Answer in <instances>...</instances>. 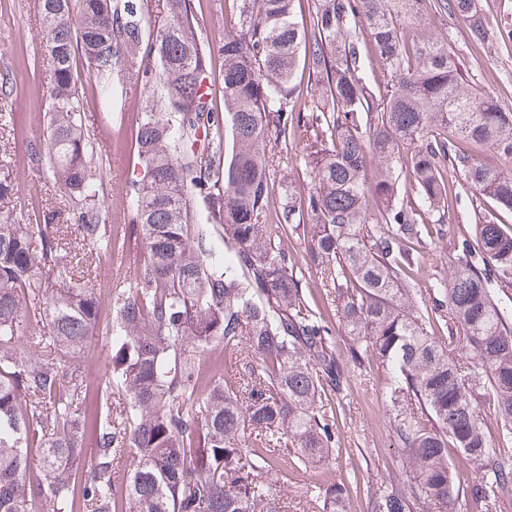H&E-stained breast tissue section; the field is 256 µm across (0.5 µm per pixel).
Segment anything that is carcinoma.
Here are the masks:
<instances>
[{"label": "carcinoma", "instance_id": "obj_1", "mask_svg": "<svg viewBox=\"0 0 512 512\" xmlns=\"http://www.w3.org/2000/svg\"><path fill=\"white\" fill-rule=\"evenodd\" d=\"M232 2L237 21L209 42L194 0H162L161 25L148 0H39L47 133L29 161L74 223L0 214V512H282L288 466L334 455L344 388L292 236L350 359L390 376L400 472L367 489L369 512H508L512 297L497 294L512 285V226L498 218L512 213V112L469 84L430 21L462 18L475 48L511 41L512 25L477 0ZM78 51L96 77L134 72L150 91L134 127L144 175L125 186L139 253L107 300L79 263L128 244L106 235ZM298 132L306 179L283 182L276 208L269 173ZM463 192L491 209L425 300L415 278ZM106 301L113 400L91 415L80 357ZM218 348L228 363L202 374ZM360 492L325 479L311 497L350 512ZM208 80L216 91L214 105L219 112L224 113V96L222 93V87H224V61L217 54L213 57L212 63L208 68Z\"/></svg>", "mask_w": 512, "mask_h": 512}]
</instances>
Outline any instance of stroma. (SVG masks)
Returning a JSON list of instances; mask_svg holds the SVG:
<instances>
[{"mask_svg": "<svg viewBox=\"0 0 512 512\" xmlns=\"http://www.w3.org/2000/svg\"><path fill=\"white\" fill-rule=\"evenodd\" d=\"M431 28L435 33L451 35L453 48L473 85L494 93L503 109L512 110V42L496 40L476 51L467 42L462 19H436ZM41 38L38 0H0V73H9L13 82L10 96L0 100V180L14 188L12 202L20 222L39 224L50 217L55 223L66 224L71 212L64 190L47 170L33 166L28 159L30 148L45 134L43 89L48 71ZM76 69L87 99L85 125L93 142L97 185L112 214L107 232L118 238H135L124 188L143 177L134 142L141 82L132 74L113 78L112 95L104 102L99 98L98 81L84 59H77ZM479 212V202L471 196L453 204L448 212V235L433 246L418 276L421 291H428L434 280L449 275L460 233L475 224ZM110 322V313H103L102 329L82 358L93 391L112 367V344L105 331ZM332 339L342 354L347 379L338 412L336 458L319 467L289 472L288 512H322L309 505L306 496L310 485L319 480L356 479L367 487L381 483L396 468L398 453L381 396V381L366 379L346 356L341 333H334Z\"/></svg>", "mask_w": 512, "mask_h": 512, "instance_id": "1", "label": "stroma"}]
</instances>
